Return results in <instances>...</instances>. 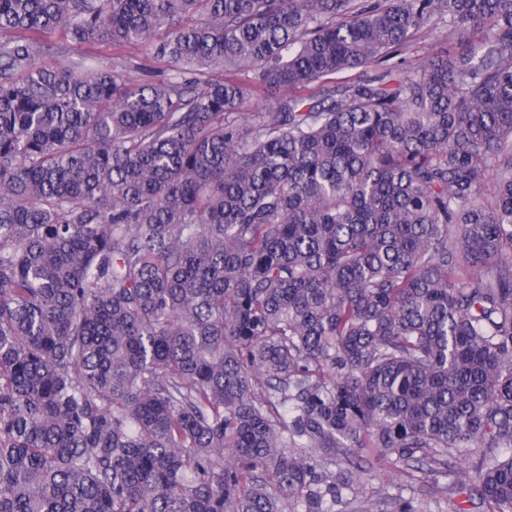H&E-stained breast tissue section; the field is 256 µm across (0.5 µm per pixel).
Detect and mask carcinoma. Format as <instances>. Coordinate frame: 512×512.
<instances>
[{
	"instance_id": "1",
	"label": "carcinoma",
	"mask_w": 512,
	"mask_h": 512,
	"mask_svg": "<svg viewBox=\"0 0 512 512\" xmlns=\"http://www.w3.org/2000/svg\"><path fill=\"white\" fill-rule=\"evenodd\" d=\"M364 461L512 512V0H0V512H427ZM444 46L450 48L447 41H437L434 35L417 36L414 45L410 49L403 51L394 61H398L401 58L404 61L405 68L410 70L418 69L423 64L429 51H437ZM92 52L99 56L117 58L116 61L127 66L126 74L132 80L143 82L154 79L158 64L151 55L141 47L114 48L111 43L103 42L97 45Z\"/></svg>"
}]
</instances>
